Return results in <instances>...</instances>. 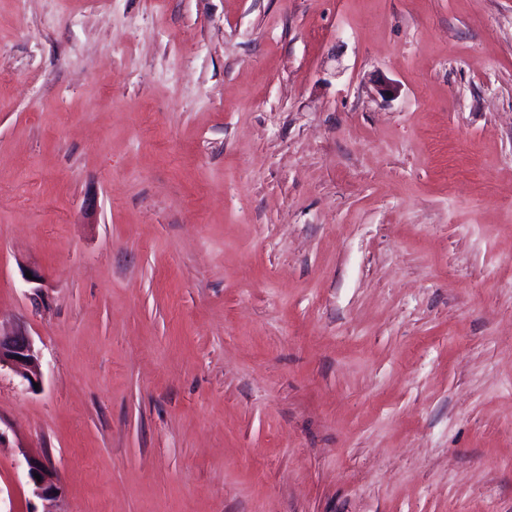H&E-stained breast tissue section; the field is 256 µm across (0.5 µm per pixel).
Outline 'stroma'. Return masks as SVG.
<instances>
[{"label": "stroma", "mask_w": 512, "mask_h": 512, "mask_svg": "<svg viewBox=\"0 0 512 512\" xmlns=\"http://www.w3.org/2000/svg\"><path fill=\"white\" fill-rule=\"evenodd\" d=\"M18 327L0 512H512V0H0ZM19 356V359H16ZM7 366L31 387L40 379L38 352L31 337L23 329L2 334L0 330V368ZM25 464L33 495L45 500L56 498L60 488L57 485L55 471L48 462L37 458L25 457ZM34 473L40 475L41 481H37L34 478Z\"/></svg>", "instance_id": "35a3bbf8"}]
</instances>
